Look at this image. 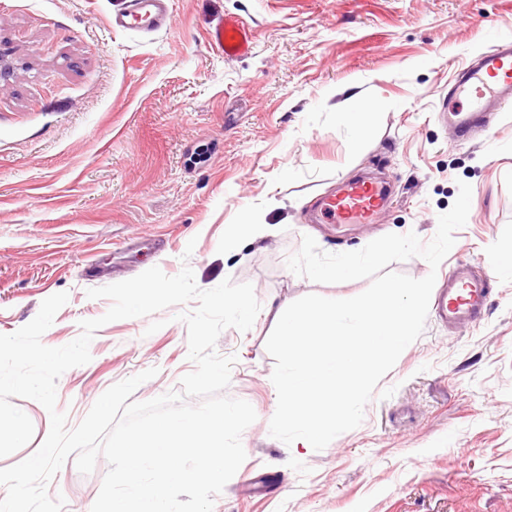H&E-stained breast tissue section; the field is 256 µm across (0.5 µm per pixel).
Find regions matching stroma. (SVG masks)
Listing matches in <instances>:
<instances>
[{"label":"stroma","instance_id":"35a3bbf8","mask_svg":"<svg viewBox=\"0 0 512 512\" xmlns=\"http://www.w3.org/2000/svg\"><path fill=\"white\" fill-rule=\"evenodd\" d=\"M126 0H0V334L30 322L64 292L42 342L61 347L79 323L104 315L87 292L151 267H190L200 289L251 284L261 305L250 330L225 329L215 350L234 357L225 394L257 418L246 459L213 512H512V109L494 133L462 142L436 119L456 68L512 39V0H170L172 21L154 32L116 30ZM235 15L251 50L229 60L209 30ZM379 102L357 130L342 121L353 97ZM368 174L392 202L378 223L313 224L314 197ZM472 187L466 225L431 270L420 257L390 271L444 281L467 262L492 271L485 315L448 329L428 314L366 404L362 423L316 451L269 432L275 361L266 341L281 305L317 294L347 299L368 280L316 283L287 258L312 236L321 251H357L389 233L430 241L459 182ZM263 240L224 244L246 217ZM109 322L91 361L57 382L58 411L75 428L113 384L147 369L133 393L147 401L179 390L194 368L179 311ZM15 406L32 440L0 457L31 456L50 430L37 401ZM108 470L81 474L67 460L48 486L63 512H91Z\"/></svg>","mask_w":512,"mask_h":512}]
</instances>
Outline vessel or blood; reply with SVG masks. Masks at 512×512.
I'll return each instance as SVG.
<instances>
[{"label":"vessel or blood","mask_w":512,"mask_h":512,"mask_svg":"<svg viewBox=\"0 0 512 512\" xmlns=\"http://www.w3.org/2000/svg\"><path fill=\"white\" fill-rule=\"evenodd\" d=\"M170 22L167 0H128L125 12L114 15L112 24L123 30H157ZM249 25L237 18L220 20L210 32V44L227 57L247 53ZM512 105V41L498 42L477 61L457 73L438 111L460 138L483 130L492 113ZM389 202L380 182L345 180L335 194L318 196L319 219L336 224H372ZM490 299V278L473 266L460 263L448 273L437 292L439 319L451 327H465L479 320Z\"/></svg>","instance_id":"vessel-or-blood-1"}]
</instances>
